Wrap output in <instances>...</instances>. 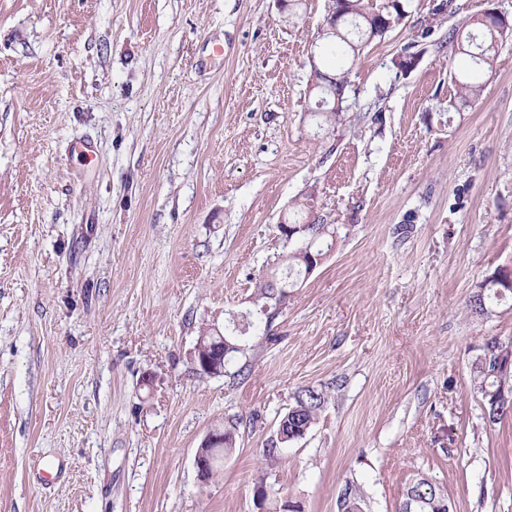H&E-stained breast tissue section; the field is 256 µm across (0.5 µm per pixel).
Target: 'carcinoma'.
I'll list each match as a JSON object with an SVG mask.
<instances>
[{"label": "carcinoma", "instance_id": "cac0c4a2", "mask_svg": "<svg viewBox=\"0 0 512 512\" xmlns=\"http://www.w3.org/2000/svg\"><path fill=\"white\" fill-rule=\"evenodd\" d=\"M341 5L336 25L329 27L320 47V59L311 67L308 87L314 98L311 112L319 115L320 125L329 130L346 121L344 90L351 67L361 56L365 47L374 39L381 38L386 31L380 28L382 19L392 21L398 26L408 14L409 0H330L328 9ZM512 39V23L501 21L489 25L483 14H476L466 19L461 26L448 32V42L455 46V53L465 57L466 65L450 72L455 87V94L448 100V107L453 104H469L481 96L483 85L479 75L493 71L498 59V46ZM307 231L301 236V243L290 250L283 259L286 276L292 282L302 274L303 262L299 253L304 248L315 249L322 245L325 235L321 233L322 225L312 215L305 216ZM512 296V287L484 278L479 284V291L469 301V311L476 317L491 315L487 306L489 301H502ZM474 384L487 400L489 416L502 417L501 391L512 392V366L504 369L494 364L487 368H475ZM325 403L323 392L314 388H305L294 396V405L301 407L298 420L291 427L297 429V435L304 437L302 427H311L318 411ZM441 496L432 483L421 478L407 491L402 512H433L434 497Z\"/></svg>", "mask_w": 512, "mask_h": 512}]
</instances>
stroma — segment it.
<instances>
[{
  "mask_svg": "<svg viewBox=\"0 0 512 512\" xmlns=\"http://www.w3.org/2000/svg\"><path fill=\"white\" fill-rule=\"evenodd\" d=\"M437 2L365 48L329 133L307 88L329 0H0V512H257L260 486L400 512L421 477L451 512H512V414L473 382L512 299L467 309L512 269V40L453 111L446 40L512 0ZM302 200L340 231L269 320ZM213 328L242 347L221 377L190 364ZM307 387L326 402L280 442ZM498 273L500 280L507 284L512 283L511 269H500ZM491 276L481 281L478 285L479 291L469 301V311L476 317L484 318L491 315L492 310L487 306V301H502L509 295L512 298V287L492 280ZM220 431L211 430L201 442L195 454V466L197 476L202 484H208L213 470V458L215 454L221 455L228 451V446L219 447L221 441ZM215 448V449H214Z\"/></svg>",
  "mask_w": 512,
  "mask_h": 512,
  "instance_id": "obj_1",
  "label": "stroma"
}]
</instances>
